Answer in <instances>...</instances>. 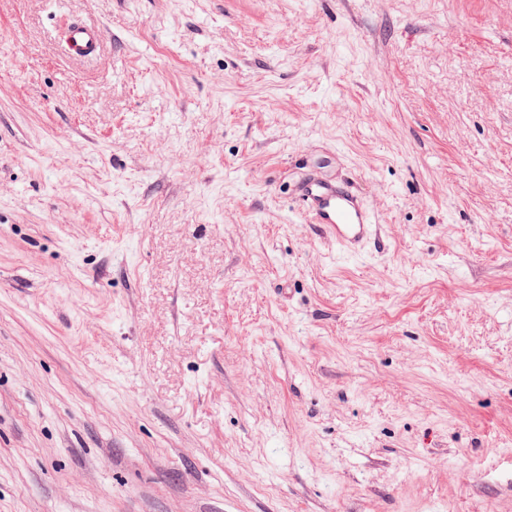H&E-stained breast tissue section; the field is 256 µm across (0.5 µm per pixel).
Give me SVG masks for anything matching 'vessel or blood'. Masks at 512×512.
Returning <instances> with one entry per match:
<instances>
[{"label": "vessel or blood", "mask_w": 512, "mask_h": 512, "mask_svg": "<svg viewBox=\"0 0 512 512\" xmlns=\"http://www.w3.org/2000/svg\"><path fill=\"white\" fill-rule=\"evenodd\" d=\"M64 41L69 58L82 60L99 53L102 33L94 24L75 22L67 28ZM302 196L312 222L322 225L329 240L345 252H358L362 244L376 236L369 209L344 187L311 179L304 184Z\"/></svg>", "instance_id": "1"}]
</instances>
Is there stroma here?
I'll use <instances>...</instances> for the list:
<instances>
[{
  "mask_svg": "<svg viewBox=\"0 0 512 512\" xmlns=\"http://www.w3.org/2000/svg\"><path fill=\"white\" fill-rule=\"evenodd\" d=\"M0 512H512V0H0ZM65 48L69 58L82 60L97 55L101 48V29L91 23L75 22L66 30ZM306 214L314 224H322L331 242L347 253H357L362 244L377 236L370 210L344 187L309 179L302 189Z\"/></svg>",
  "mask_w": 512,
  "mask_h": 512,
  "instance_id": "stroma-1",
  "label": "stroma"
}]
</instances>
